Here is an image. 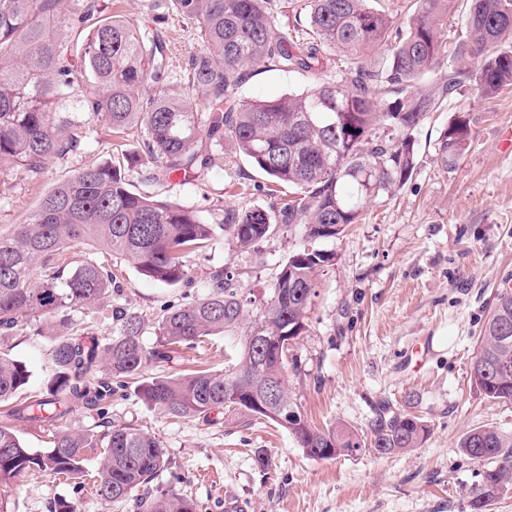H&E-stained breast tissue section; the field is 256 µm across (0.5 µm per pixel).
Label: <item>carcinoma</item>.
Listing matches in <instances>:
<instances>
[{
  "mask_svg": "<svg viewBox=\"0 0 512 512\" xmlns=\"http://www.w3.org/2000/svg\"><path fill=\"white\" fill-rule=\"evenodd\" d=\"M455 2L418 0L406 29L398 30L372 0H309V33L299 40L278 23L273 0H171L203 43L176 66L158 28L110 12L105 0H82L73 11L65 9L66 0H0V174L17 169L39 177L47 160L83 151L86 128L101 119L114 134L143 133L137 150L78 170L47 192L25 223L0 233V335L36 318L57 327L50 352L54 387L37 403L16 400L29 371L0 355V403L10 405L11 419L55 428L51 446L34 450L13 426L0 424L1 485L26 472L77 478L85 453L100 448L94 489L102 499L130 500L135 512H196L193 500L153 485L168 458L151 434L127 425L103 433L65 425L76 411L107 413L114 379H140L145 404L173 417L207 420L228 412L239 420H270L313 459L365 448L388 456L421 442L426 427L409 414L378 417L365 441L353 430L312 426L288 394V358L277 342L306 330L320 277L334 258L313 244L356 223L365 200L404 184L415 168L413 132L462 83L460 76L472 79L484 97L512 85V0H464L467 34L450 47L439 33ZM65 27L78 32L76 43L62 36ZM332 53L350 62L338 81L274 99L237 98L244 72L261 63L320 74ZM448 58L473 70L454 69L438 89L413 91ZM381 85L401 97L385 102ZM377 124L386 139L376 138ZM226 139L295 192L269 212L224 208V231L249 249L300 225L312 248L288 253L269 295L249 316L247 297L221 268L209 272L197 297L160 309L150 347L144 319L120 310L110 336L68 332L71 313L97 305L113 283L112 270L92 260L73 269L61 262L73 246L124 256L153 282L191 283L185 258L206 246L214 225L190 207L132 190L126 171L145 156L155 162L151 182L196 178L223 158ZM470 139L465 118L449 121L440 141L444 162L458 160ZM36 262L43 269L38 277L32 275ZM214 333L240 344L228 369L143 376L148 362H168L175 349L194 348ZM470 379L486 398L512 401L511 290L491 306ZM256 398L266 409L252 405ZM460 450L484 466L467 507L488 512L512 485V434L474 429Z\"/></svg>",
  "mask_w": 512,
  "mask_h": 512,
  "instance_id": "carcinoma-1",
  "label": "carcinoma"
}]
</instances>
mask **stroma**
Instances as JSON below:
<instances>
[{
	"instance_id": "35a3bbf8",
	"label": "stroma",
	"mask_w": 512,
	"mask_h": 512,
	"mask_svg": "<svg viewBox=\"0 0 512 512\" xmlns=\"http://www.w3.org/2000/svg\"><path fill=\"white\" fill-rule=\"evenodd\" d=\"M135 23L161 29L177 59L202 45L198 30L169 15L167 0H121ZM318 75L286 73L257 65L237 90L251 101L300 93ZM464 113L470 145L454 164H444L439 145L455 113ZM512 129V86L490 98L478 96L470 81L449 94L414 131L416 166L404 186L368 200L359 223L339 239L320 242L334 252L308 313L306 332L292 341L288 356L301 367L289 372L292 398L309 422L323 430L349 427L363 433L379 414L419 417L428 434L416 447L385 457L369 451L330 460L307 457L286 430L254 418L230 424L224 415L209 420L175 418L147 406L138 379H128L105 418L75 414L76 429L131 425L154 435L165 449L168 469L158 482L192 499L197 512H468L466 493L482 468L459 445L467 432L494 427L512 433V402L487 399L470 380V364L496 295L512 290V151L499 144ZM81 153L47 161L29 179L16 171L0 179V232L24 223L44 194L80 168L110 161L136 144L118 138L105 122L90 126ZM145 161L129 173L134 190L220 219L222 206L270 207L291 197V187L269 195V179L224 143L219 168L187 181H145ZM303 243L301 228L276 236L257 250L243 249L224 231L186 260L191 285L162 286L145 279L124 257L85 245L69 248L70 262L91 260L111 267L112 294L73 320L98 334L111 333L116 310L153 320L168 303L197 296L214 269L237 274L252 301L263 302L278 266ZM51 328H19L0 336V351L30 373L27 396L43 397L53 377ZM231 349L223 335L207 337L167 363H151L150 375H176L196 368L223 369ZM264 451L266 464L256 453ZM9 512H51L55 502H75L77 512H132L101 499L74 480L50 472L26 473L0 486Z\"/></svg>"
}]
</instances>
